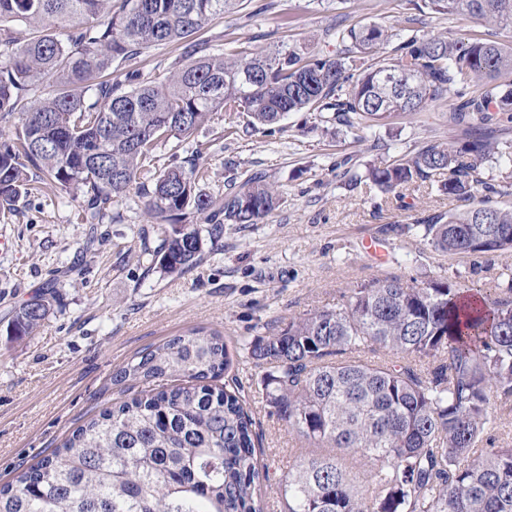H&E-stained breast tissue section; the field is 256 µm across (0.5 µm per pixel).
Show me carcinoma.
Returning <instances> with one entry per match:
<instances>
[{
	"instance_id": "1",
	"label": "carcinoma",
	"mask_w": 512,
	"mask_h": 512,
	"mask_svg": "<svg viewBox=\"0 0 512 512\" xmlns=\"http://www.w3.org/2000/svg\"><path fill=\"white\" fill-rule=\"evenodd\" d=\"M243 0H0V121L41 82L51 90L19 114L0 142V206L28 193L30 171L68 192L84 190L86 223H99L144 173L163 140H186L222 110L255 131L290 112H334L357 133L395 113L421 112L456 90L449 122L466 144L430 143L414 156L371 164L365 177L400 198L436 174L467 207L422 220L450 254L512 250V208L477 198L482 166L503 154L490 134L512 116V45L477 36L419 33L410 16L395 33L337 23L334 57L286 45L214 53L196 38ZM415 9L448 23L464 17L512 29V0H422ZM29 27L24 40L6 24ZM182 45L163 86L127 87L112 65L160 45ZM95 90L96 100L85 95ZM201 149L145 191L161 230L162 271L199 264L205 215L216 239L226 224H261L278 187L260 177L209 195L197 187ZM499 297L446 280L373 279L340 308L292 317L243 350L202 329L147 349L115 374L119 397L53 452L0 485V512H264L269 467L234 369L270 365L262 379L272 412L308 442L280 483L284 512H512V446L479 448L498 425L491 394L512 400V274ZM41 295L11 320L17 336L49 313ZM385 351L375 361L369 355ZM141 385L127 396L123 385Z\"/></svg>"
}]
</instances>
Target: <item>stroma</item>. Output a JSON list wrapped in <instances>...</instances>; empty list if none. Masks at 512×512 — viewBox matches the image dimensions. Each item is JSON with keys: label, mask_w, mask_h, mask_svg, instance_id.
Returning a JSON list of instances; mask_svg holds the SVG:
<instances>
[{"label": "stroma", "mask_w": 512, "mask_h": 512, "mask_svg": "<svg viewBox=\"0 0 512 512\" xmlns=\"http://www.w3.org/2000/svg\"><path fill=\"white\" fill-rule=\"evenodd\" d=\"M412 12L409 0H246L202 37L219 53L247 42L332 56L339 50L330 33L335 22L394 25ZM179 56L176 45L155 46L114 64L113 76L123 81L137 73L160 86ZM456 101L449 94L358 136L330 112L291 113L271 133L247 131L246 115L229 119L216 112L189 140H168L145 182L171 159L190 160L199 147L203 192L223 193L229 181L243 182L257 171L283 192L265 223L225 225L217 242L204 244L202 262L180 273H164L145 253L142 238L157 241L159 232L137 191L113 203L89 253L83 250L82 191L61 193L37 180L14 208H0V237L9 240L0 248V484L111 405L118 396L116 372L171 337L204 328L237 346L273 335L290 317L339 307L352 288L375 278L408 284L445 278L496 298L500 273L512 269V250L451 255L424 236L423 219L464 206L441 191L439 178L398 199L363 177L367 164L409 158L429 143L461 141L448 121ZM230 120L238 132L228 137ZM369 238L384 244V260L365 253ZM49 288L54 294L43 325L9 338L6 326L18 308ZM261 374L258 368L241 372L242 394L260 459L274 474L264 488L265 512H283L277 477L294 464L303 443L258 394Z\"/></svg>", "instance_id": "obj_1"}]
</instances>
